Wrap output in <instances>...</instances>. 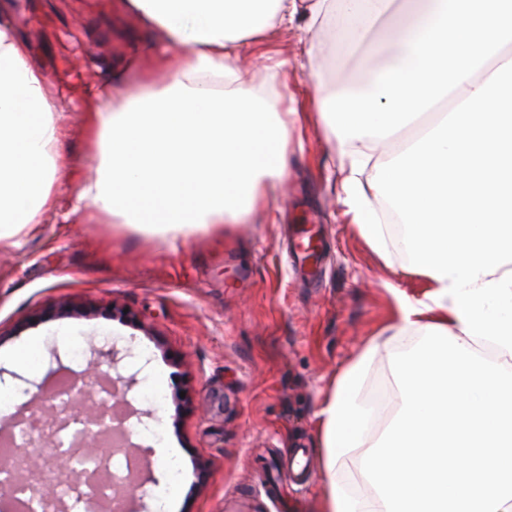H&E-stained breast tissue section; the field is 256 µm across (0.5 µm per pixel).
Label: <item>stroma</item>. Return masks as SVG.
I'll use <instances>...</instances> for the list:
<instances>
[{
  "label": "stroma",
  "instance_id": "stroma-1",
  "mask_svg": "<svg viewBox=\"0 0 512 512\" xmlns=\"http://www.w3.org/2000/svg\"><path fill=\"white\" fill-rule=\"evenodd\" d=\"M27 39L66 131L60 146L82 178L94 170L81 108L106 90L133 95L164 52L162 35L128 0H0ZM301 26L240 48L249 77L267 76L256 57L271 49L288 62L287 85L304 111L316 109L303 67ZM291 172L265 210L244 224L165 244L121 224L73 213L72 186L56 187V207L20 246L0 249V370L34 337L44 351L25 378L50 386L49 352L66 370L69 351L109 343L130 349L128 371L165 376L159 420L164 447L177 449L184 478L172 512H320L325 485L314 413L333 374L393 314L389 287L419 294L423 279L400 254L381 260L339 200L338 156L316 123L291 141ZM319 233L317 275L298 260L306 230ZM73 300L80 318H49ZM117 303L118 312L108 309ZM129 318H121L120 310ZM191 390L195 406L178 395ZM209 476L198 482L196 469Z\"/></svg>",
  "mask_w": 512,
  "mask_h": 512
}]
</instances>
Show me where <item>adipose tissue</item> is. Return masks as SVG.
I'll return each mask as SVG.
<instances>
[{
	"mask_svg": "<svg viewBox=\"0 0 512 512\" xmlns=\"http://www.w3.org/2000/svg\"><path fill=\"white\" fill-rule=\"evenodd\" d=\"M165 38L167 79L122 102L84 109L95 175L76 180L73 209L162 241L237 224L288 178L296 98L276 109L248 87L239 48L304 21L333 34L311 41L318 122L338 147L342 201L380 258L392 246L426 282L392 288L396 310L333 376L315 419L325 495L321 512H386L377 493L350 495L336 463L368 448L371 409L360 386L388 341L445 328L466 348L491 341L512 368V0H129ZM358 54L359 78L323 88L329 48ZM29 43L0 16V248L36 233L66 172L64 130ZM377 174L365 183L367 165ZM402 232L389 244L375 198Z\"/></svg>",
	"mask_w": 512,
	"mask_h": 512,
	"instance_id": "1",
	"label": "adipose tissue"
}]
</instances>
